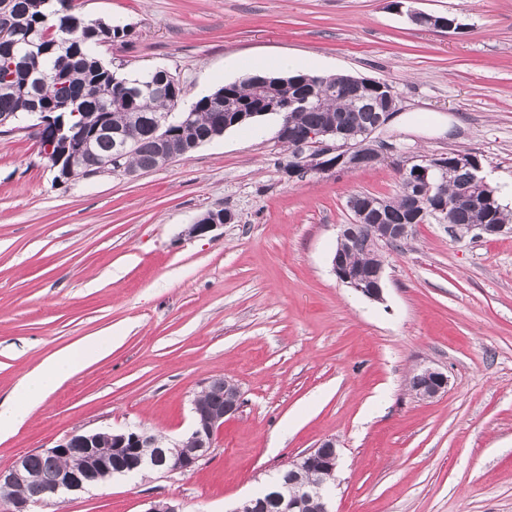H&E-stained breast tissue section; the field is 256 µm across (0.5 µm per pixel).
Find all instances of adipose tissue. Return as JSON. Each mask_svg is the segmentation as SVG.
Wrapping results in <instances>:
<instances>
[{
    "label": "adipose tissue",
    "mask_w": 512,
    "mask_h": 512,
    "mask_svg": "<svg viewBox=\"0 0 512 512\" xmlns=\"http://www.w3.org/2000/svg\"><path fill=\"white\" fill-rule=\"evenodd\" d=\"M111 351L112 337L106 334L47 358L21 379L8 401L0 403V435L14 433L32 409L43 403L63 381Z\"/></svg>",
    "instance_id": "ef3b65f1"
}]
</instances>
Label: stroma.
Listing matches in <instances>:
<instances>
[{"label":"stroma","instance_id":"35a3bbf8","mask_svg":"<svg viewBox=\"0 0 512 512\" xmlns=\"http://www.w3.org/2000/svg\"><path fill=\"white\" fill-rule=\"evenodd\" d=\"M129 26L101 59L125 76L161 67L191 104L237 65L387 82L381 132L397 159L288 180L269 114L165 167L65 183L25 131L0 136V399L53 354L113 333L112 351L0 439V470L74 432L139 427L176 438L213 378L244 403L195 471L115 478L40 512H231L277 470L335 439L334 512H512V233L419 224L387 251L385 299L339 282L329 258L346 202L396 197L395 160L477 155L512 211V0H75ZM455 18L437 32L409 11ZM227 209L233 223L187 233ZM437 368L445 393L417 398ZM234 220V216L230 211L224 212V209L209 210L205 214L199 216L194 224H190L187 232L192 237L204 236L214 227L223 224H229ZM411 388L419 393H424V398H435L447 390L448 376L445 372L436 368H427L412 377ZM418 392L415 393L416 396ZM420 397V396H419Z\"/></svg>","mask_w":512,"mask_h":512}]
</instances>
